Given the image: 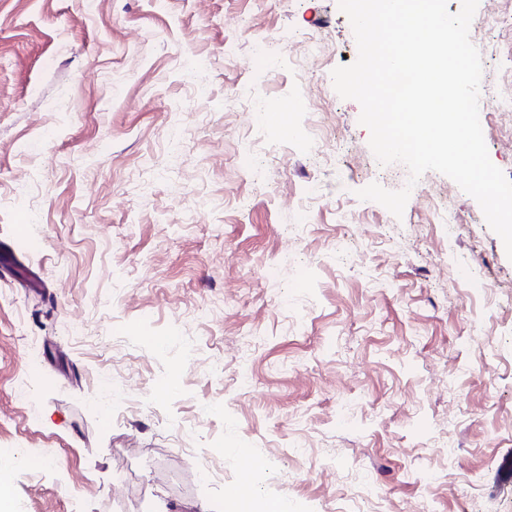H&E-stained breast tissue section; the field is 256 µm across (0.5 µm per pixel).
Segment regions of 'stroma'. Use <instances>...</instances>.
Here are the masks:
<instances>
[{
  "instance_id": "1",
  "label": "stroma",
  "mask_w": 512,
  "mask_h": 512,
  "mask_svg": "<svg viewBox=\"0 0 512 512\" xmlns=\"http://www.w3.org/2000/svg\"><path fill=\"white\" fill-rule=\"evenodd\" d=\"M492 5L512 12L480 0L470 39L512 180V20L481 27ZM265 36L280 64L259 72ZM357 56L338 0H0V449L20 462L0 512H221L250 482L261 512H346L363 476L376 512H512V259L441 173L399 218L357 197L409 179L334 90ZM105 375L130 412L93 408Z\"/></svg>"
}]
</instances>
